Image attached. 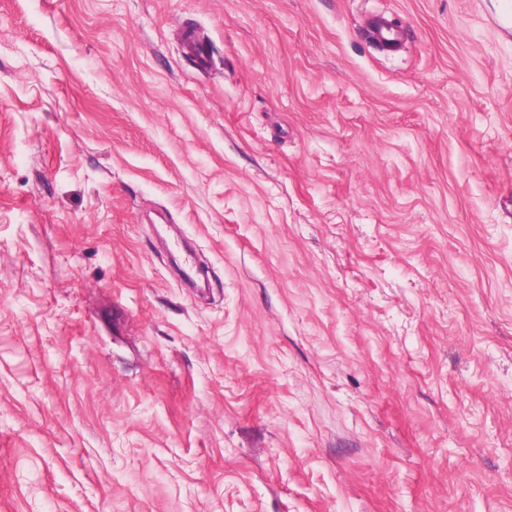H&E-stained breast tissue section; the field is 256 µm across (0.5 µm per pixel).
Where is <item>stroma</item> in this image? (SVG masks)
<instances>
[{
	"mask_svg": "<svg viewBox=\"0 0 512 512\" xmlns=\"http://www.w3.org/2000/svg\"><path fill=\"white\" fill-rule=\"evenodd\" d=\"M510 10L0 0V512H512Z\"/></svg>",
	"mask_w": 512,
	"mask_h": 512,
	"instance_id": "1",
	"label": "stroma"
}]
</instances>
